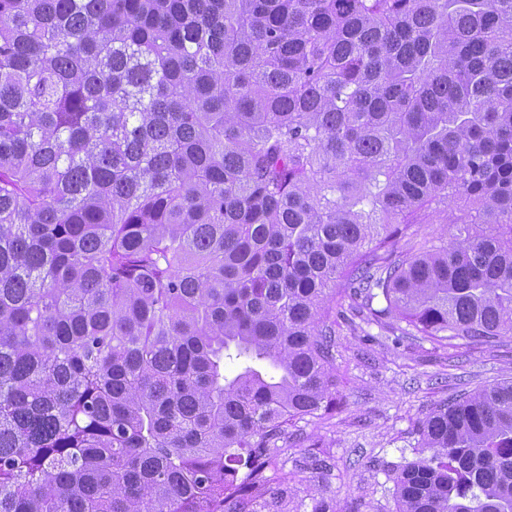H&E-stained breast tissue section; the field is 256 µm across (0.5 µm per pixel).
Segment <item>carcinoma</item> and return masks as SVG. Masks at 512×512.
<instances>
[{
	"label": "carcinoma",
	"mask_w": 512,
	"mask_h": 512,
	"mask_svg": "<svg viewBox=\"0 0 512 512\" xmlns=\"http://www.w3.org/2000/svg\"><path fill=\"white\" fill-rule=\"evenodd\" d=\"M344 305L512 337V0H0V512H288ZM419 432L512 512V377Z\"/></svg>",
	"instance_id": "1"
}]
</instances>
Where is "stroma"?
<instances>
[{
    "label": "stroma",
    "mask_w": 512,
    "mask_h": 512,
    "mask_svg": "<svg viewBox=\"0 0 512 512\" xmlns=\"http://www.w3.org/2000/svg\"><path fill=\"white\" fill-rule=\"evenodd\" d=\"M339 403L294 420L279 446L291 486L344 512H398L395 470L427 456L418 428L441 401L512 376V338L457 354L399 329L336 319Z\"/></svg>",
    "instance_id": "1"
}]
</instances>
